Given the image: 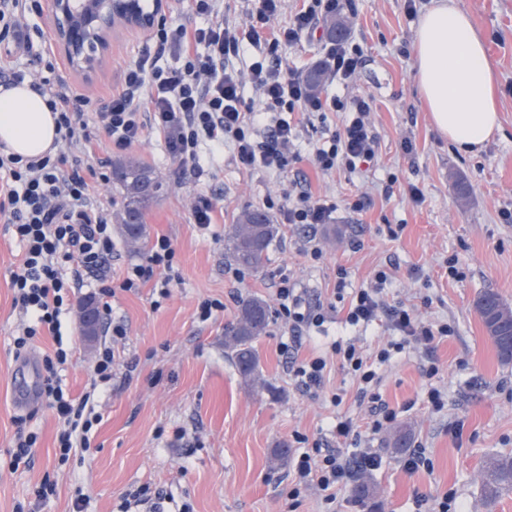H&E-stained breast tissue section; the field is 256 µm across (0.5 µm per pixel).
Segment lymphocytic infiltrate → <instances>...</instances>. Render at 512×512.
I'll return each mask as SVG.
<instances>
[{
  "mask_svg": "<svg viewBox=\"0 0 512 512\" xmlns=\"http://www.w3.org/2000/svg\"><path fill=\"white\" fill-rule=\"evenodd\" d=\"M284 0H249L244 25L224 18V0H192L193 10L206 16L203 26L160 23L153 34L155 51H144L123 72L119 86L107 99L94 103L74 94L61 81L50 82L38 69L42 48L27 33L29 15L39 0H0V43L12 41L13 49L28 59L27 69L0 67V86L29 84L46 101L55 116L63 152L25 160L0 151V170L9 173L0 210H9L14 234L23 246L21 264L12 278L16 305L29 322L14 339L17 352L27 351L42 336L62 337V317L71 307L79 286V273L99 274L112 257L115 245L107 214L89 192L88 177L101 174L92 160V130H101L111 151L122 152L157 133L168 155L182 169L202 175L211 156L231 150L236 166L244 171L280 174L301 157L299 125L325 122L327 113L341 112L339 130L323 136L313 146L314 168L328 174L343 167L363 172L378 160L379 140L370 115V98H343L313 92L303 73L284 67L286 48L302 37L320 32L323 21L341 11L340 0H302L285 24H278ZM175 65H162L164 54ZM323 69L331 82L351 85L361 65V51L346 40L323 44ZM253 89L259 104L246 102L245 89ZM339 205L314 196L308 190L286 196L279 210L284 223L313 229L330 223ZM175 250L167 237L157 238L146 260L128 267L121 287L131 291L154 282L160 297H168ZM348 272L339 269L336 299H348L344 323L366 329L387 318L395 339L368 354L354 342L334 340L330 354L293 358L290 372L304 392L318 393L324 385L329 362L357 379L360 398L371 405L368 428L352 419L337 420V442L357 444L364 432L379 433L397 418L379 392V369L397 354L415 345L432 346L454 330L418 317L404 302L387 303L384 287L390 279L379 269L368 288L348 291ZM277 313L291 333L321 327L322 305L306 302L295 282L285 274L276 282ZM70 352L56 347L43 355L40 396L59 423L56 452L68 461L78 449L88 447L89 435L100 419L90 406L89 395L73 396L63 388L58 374ZM380 460L365 452L355 459L340 451L314 447L293 463L288 485V508L296 512L310 488L324 492L335 502L358 472L374 470Z\"/></svg>",
  "mask_w": 512,
  "mask_h": 512,
  "instance_id": "lymphocytic-infiltrate-1",
  "label": "lymphocytic infiltrate"
}]
</instances>
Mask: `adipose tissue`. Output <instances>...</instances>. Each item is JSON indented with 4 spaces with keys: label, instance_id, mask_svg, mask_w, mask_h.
I'll use <instances>...</instances> for the list:
<instances>
[{
    "label": "adipose tissue",
    "instance_id": "1",
    "mask_svg": "<svg viewBox=\"0 0 512 512\" xmlns=\"http://www.w3.org/2000/svg\"><path fill=\"white\" fill-rule=\"evenodd\" d=\"M417 80L432 120L458 150L472 153L494 134L499 116L485 45L451 0L422 15L415 39ZM54 116L28 85L0 92V144L26 158L52 151Z\"/></svg>",
    "mask_w": 512,
    "mask_h": 512
}]
</instances>
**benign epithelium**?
I'll use <instances>...</instances> for the list:
<instances>
[{
    "mask_svg": "<svg viewBox=\"0 0 512 512\" xmlns=\"http://www.w3.org/2000/svg\"><path fill=\"white\" fill-rule=\"evenodd\" d=\"M138 6L139 0H46V17L67 65L91 73L110 50L112 30L142 29L154 22L139 17Z\"/></svg>",
    "mask_w": 512,
    "mask_h": 512,
    "instance_id": "obj_1",
    "label": "benign epithelium"
}]
</instances>
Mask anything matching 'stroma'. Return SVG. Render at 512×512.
Returning <instances> with one entry per match:
<instances>
[{
	"label": "stroma",
	"instance_id": "35a3bbf8",
	"mask_svg": "<svg viewBox=\"0 0 512 512\" xmlns=\"http://www.w3.org/2000/svg\"><path fill=\"white\" fill-rule=\"evenodd\" d=\"M353 3L354 16L344 19L345 37L361 49L363 66L349 88L327 84L323 91L373 98L379 159L372 171L341 168L323 175L305 157L280 176L244 172L227 154L198 177L180 169L156 135L129 149L163 184L145 222L148 240L165 236L175 249L173 281L163 300L149 283L121 290L125 269L143 262L147 251L129 246L120 228H113L110 274L117 290L103 321L123 324L127 336L115 342L106 330L90 343L79 331L77 313L63 318L62 332L71 336L73 351L61 378L73 395L93 391L102 417L89 447L64 464L56 457L52 411L39 400L21 409L14 405L21 375L13 338L26 317L14 305L11 281L23 249L8 214L0 212V512H16L20 504L27 512H74L79 495L84 512H119L125 493L143 484L159 491L155 504L163 512H179L185 502L194 512H287L291 461L300 452L296 434L335 447L336 419L366 425L368 406L358 402L350 375L335 365L328 368L323 391L303 393L288 373L282 346L289 333L277 318L255 342L259 380L245 383L224 350V328L235 320L242 299L258 297L277 310L274 282L285 273L307 302L324 307L322 329L302 338L301 352L309 354L352 335L333 294L338 268H346L350 287L364 288L385 266L392 269L388 298L415 307L423 319L452 324L456 333L435 352L408 349L379 371L380 392L397 410V422L345 450L349 456L367 450L380 457L378 469L361 474L376 487L375 499L359 502L347 489L329 505L313 488L297 512H433V500L449 491L465 512H512V494L491 507L481 495L484 459L512 453V363L499 360L474 309L487 290L512 304V223L503 218L512 212V0H455L483 38L496 76L500 128L476 154L459 151L441 136L421 100L414 42L418 15L431 0H419L413 14L407 0ZM149 38L146 30L116 29L108 55L90 76L61 64L59 51L50 56L76 94L97 100L149 47ZM406 140L412 152H404ZM300 182L338 202L334 222L311 232L282 223L278 209H271L280 232L264 270L243 271L238 280L225 276L231 264L224 248L229 225L266 199L281 200ZM388 184L389 195L383 192ZM412 185L421 203L410 198ZM354 193L370 200L362 212L342 206ZM200 195L215 204L214 222L205 229L192 216ZM390 224L401 225L398 238L388 237ZM312 238L323 250L317 262L306 253ZM354 238L362 244L356 252L349 248ZM452 257L462 272L455 279L448 275ZM208 298L223 301L224 309L203 322L195 313ZM105 342L116 351L115 377L110 388L94 391L90 365ZM431 357L439 372L429 379L422 367ZM432 386L447 399L442 411L423 403ZM336 393L343 397L338 405L331 401ZM22 417L38 431L39 442L31 466L15 471L9 452ZM401 429L410 432L412 447L425 448L430 469L404 470L405 455L392 446ZM283 447L289 460L279 464L274 453ZM46 480L53 494L36 499L35 487Z\"/></svg>",
	"mask_w": 512,
	"mask_h": 512
}]
</instances>
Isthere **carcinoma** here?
Instances as JSON below:
<instances>
[{
  "label": "carcinoma",
  "mask_w": 512,
  "mask_h": 512,
  "mask_svg": "<svg viewBox=\"0 0 512 512\" xmlns=\"http://www.w3.org/2000/svg\"><path fill=\"white\" fill-rule=\"evenodd\" d=\"M112 179L123 188L122 232L138 243L145 234V210L160 197L163 184L149 169L133 159H120L113 163ZM278 233V225L272 222L266 211H244L227 234L229 257L242 269L259 271L266 266L268 248ZM475 310L499 359L512 362V306L499 294L486 291L477 297ZM269 323L268 306L261 299L252 297L241 301L235 321L224 328V349L246 380L252 378L258 366L254 343L265 333ZM511 492L512 455L488 457L484 462L482 482L485 502L493 505Z\"/></svg>",
  "instance_id": "1"
}]
</instances>
